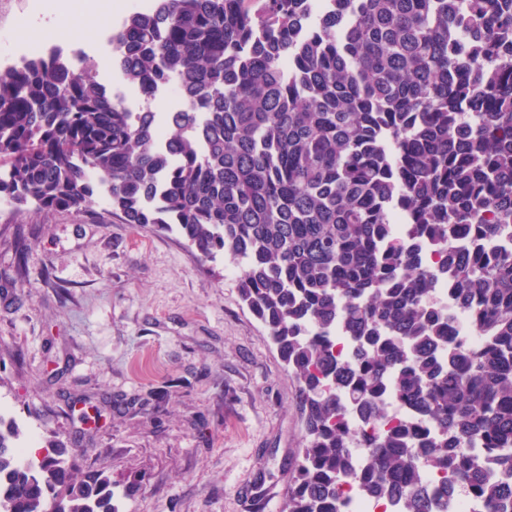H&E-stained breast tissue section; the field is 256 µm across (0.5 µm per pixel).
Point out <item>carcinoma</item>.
<instances>
[{"instance_id": "1", "label": "carcinoma", "mask_w": 512, "mask_h": 512, "mask_svg": "<svg viewBox=\"0 0 512 512\" xmlns=\"http://www.w3.org/2000/svg\"><path fill=\"white\" fill-rule=\"evenodd\" d=\"M156 0L112 41L130 112L53 49L0 67V200L177 229L241 265L242 301L297 384L304 423L279 512H441L422 476L512 512V0ZM403 214L406 237L391 233ZM441 258L423 265L413 244ZM441 277L478 349L449 333ZM353 343L336 353V329ZM409 416L383 425L388 396ZM0 415V512H119L116 482L52 432L23 464ZM367 451L362 466L352 447ZM160 104L174 106L170 109L181 108L184 106L185 101L177 83H170L155 94V97L151 102L152 111L156 112V109Z\"/></svg>"}]
</instances>
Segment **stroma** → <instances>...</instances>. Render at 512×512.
<instances>
[{
    "label": "stroma",
    "mask_w": 512,
    "mask_h": 512,
    "mask_svg": "<svg viewBox=\"0 0 512 512\" xmlns=\"http://www.w3.org/2000/svg\"><path fill=\"white\" fill-rule=\"evenodd\" d=\"M73 32L113 94L99 23L69 0H0V40ZM25 243V257L16 254ZM240 269L177 230L95 211L0 206V406L85 469L141 486L121 512H278L303 434L296 384L241 302Z\"/></svg>",
    "instance_id": "stroma-1"
}]
</instances>
